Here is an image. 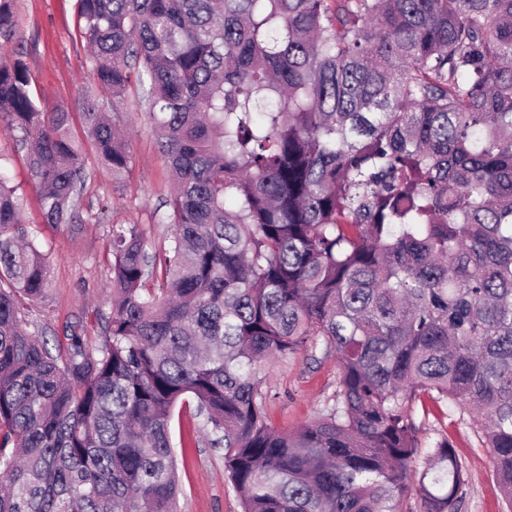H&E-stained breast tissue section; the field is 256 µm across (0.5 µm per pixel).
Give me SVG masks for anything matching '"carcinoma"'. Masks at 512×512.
Wrapping results in <instances>:
<instances>
[{"label":"carcinoma","instance_id":"obj_1","mask_svg":"<svg viewBox=\"0 0 512 512\" xmlns=\"http://www.w3.org/2000/svg\"><path fill=\"white\" fill-rule=\"evenodd\" d=\"M98 159L131 163L134 84L172 176L168 248L115 224L104 344L28 330L45 254L0 174V512H178L196 403L242 512H463L469 474L413 403L459 408L512 512V0H77ZM16 27L0 0V36ZM0 125L42 223L83 224L74 118L0 53ZM294 431L262 366L316 352ZM316 355L318 362L304 354L278 358L264 370L267 415L281 431H292L314 419L336 389V356Z\"/></svg>","mask_w":512,"mask_h":512}]
</instances>
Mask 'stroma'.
Returning <instances> with one entry per match:
<instances>
[{
    "label": "stroma",
    "instance_id": "1",
    "mask_svg": "<svg viewBox=\"0 0 512 512\" xmlns=\"http://www.w3.org/2000/svg\"><path fill=\"white\" fill-rule=\"evenodd\" d=\"M13 8L18 26L11 40L0 43V49L22 54L41 104L82 111L83 93L92 76L84 65L86 47L76 0H13ZM110 115L129 133L131 164L122 175L112 176L98 164L94 145L84 130H77L86 167L92 173L83 191L85 221L81 224L42 222L27 153L14 133L0 127V164L24 199L23 219L29 236L49 260L47 296L29 304L30 327L45 331L52 340L63 334L67 325L82 321V339L92 348L100 347L104 340L97 316L109 313L111 307L107 285L112 275V226L137 225L153 251L167 248L172 230L168 222V165L157 149L140 90H128ZM104 200L109 208L103 212L99 204ZM337 373L332 355L313 362L300 354L267 365L262 390L267 395L266 411L272 424L291 431L314 419L335 391ZM202 425L194 406L177 407L172 432L179 446L181 512H241L237 494L224 480L223 453L208 447ZM425 425L447 434L469 473L465 512H500L501 493L489 464V451L471 429L468 414L457 412L448 418L432 415Z\"/></svg>",
    "mask_w": 512,
    "mask_h": 512
}]
</instances>
